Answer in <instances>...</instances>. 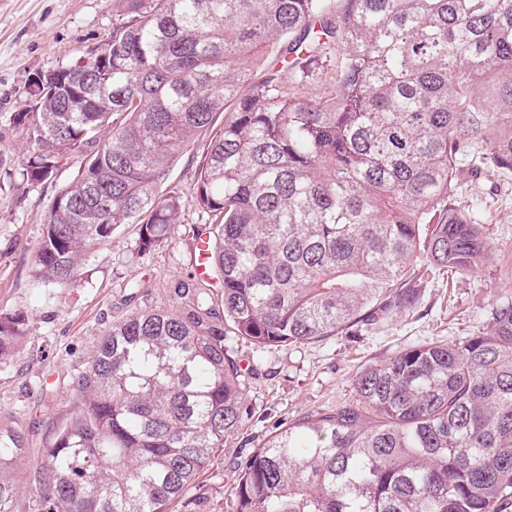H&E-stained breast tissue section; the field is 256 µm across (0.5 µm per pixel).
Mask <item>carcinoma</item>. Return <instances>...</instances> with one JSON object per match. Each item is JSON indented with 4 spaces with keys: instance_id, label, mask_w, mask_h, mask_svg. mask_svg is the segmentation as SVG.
<instances>
[{
    "instance_id": "carcinoma-1",
    "label": "carcinoma",
    "mask_w": 512,
    "mask_h": 512,
    "mask_svg": "<svg viewBox=\"0 0 512 512\" xmlns=\"http://www.w3.org/2000/svg\"><path fill=\"white\" fill-rule=\"evenodd\" d=\"M112 52L25 95L10 123L29 180L81 158L47 212L34 273L138 226L159 246L185 205L157 192L209 133L194 203L221 287L178 280L100 338L77 410L33 475L40 512H166L246 414L229 325L292 346L410 310L424 256L475 272L487 253L454 197L477 142L512 169V0H121ZM336 56L332 91L304 87ZM289 72L288 79L283 73ZM224 114V125L214 119ZM0 318V355L22 337ZM356 402L280 428L235 468L233 512H505L512 505V304L487 333L362 371ZM24 436L0 427V512H19Z\"/></svg>"
}]
</instances>
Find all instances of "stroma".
Segmentation results:
<instances>
[{
	"label": "stroma",
	"mask_w": 512,
	"mask_h": 512,
	"mask_svg": "<svg viewBox=\"0 0 512 512\" xmlns=\"http://www.w3.org/2000/svg\"><path fill=\"white\" fill-rule=\"evenodd\" d=\"M121 20L119 0H0V317H18L23 335L0 355V425L20 431L27 452L14 474L22 512L30 503V475L44 448L72 417L74 384L113 321L130 309L124 299L138 289L139 306L166 303L176 280L196 274L194 231L208 217L193 203L206 136L169 168L161 191L176 189L187 201L176 224L149 253L138 251V228L126 224L111 244L90 252L71 283L47 284L34 275V252L56 193L77 175L73 161L46 181H30L21 163L30 152L9 123L25 83L87 57L109 39ZM477 143L458 160L456 199L478 224L488 253L465 276L415 268L418 292L412 310L391 311L377 324L319 342L261 347L227 332L224 345L243 370L247 413L241 427L167 512H231L233 468L280 427L306 414H328L355 402V379L366 367L425 342L451 343L490 330L497 306L512 302V171L481 160Z\"/></svg>",
	"instance_id": "1"
}]
</instances>
